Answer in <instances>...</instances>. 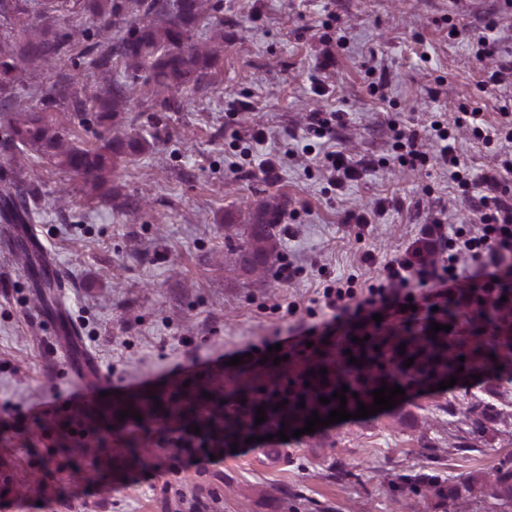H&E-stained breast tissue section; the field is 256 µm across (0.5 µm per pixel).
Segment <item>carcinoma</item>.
<instances>
[{"instance_id": "1", "label": "carcinoma", "mask_w": 512, "mask_h": 512, "mask_svg": "<svg viewBox=\"0 0 512 512\" xmlns=\"http://www.w3.org/2000/svg\"><path fill=\"white\" fill-rule=\"evenodd\" d=\"M27 0H0V22L18 29L19 39L0 38V97L10 101L12 90L20 84L27 65H59L66 48L75 44L74 34L54 28L50 23L35 26L29 22ZM53 10L68 11L78 6L90 19L110 24L112 19H130L126 36L98 51L85 48L90 65L106 76V85L95 95L98 119L108 120L110 137L99 149L80 147L70 140V132L54 118L51 108L57 105L62 91L49 92L42 98V107L16 106L3 116L5 138L3 149L14 150L25 158L47 159L66 172L82 178L91 188H98L117 161L138 153L145 142L120 131L121 114L127 110V87L112 79V59L121 60L127 78L141 81L147 91L166 95L157 98L159 106H171L173 94H186L198 88L206 70L217 57L211 45L191 43L192 31L205 18L206 0H49ZM14 170L0 168V182L6 189L0 192V222L4 224L5 240L23 260L34 288L37 305L52 311L50 303L64 288L61 277L51 267L36 241L30 225L40 211V194L34 179L26 182L14 179ZM279 217V207L263 203L252 214L253 228L243 243L228 244L236 252V263L252 272L266 268L278 254V238L273 231ZM475 347L464 354L457 351L454 341L446 336H389L386 345L392 351L421 359L415 373L450 376L464 364L490 374L512 375V336L484 339L482 330L472 329ZM465 361H459L460 357ZM162 395H145L130 406L142 418L156 416V400ZM167 412L188 419L208 414L199 404V395L168 398ZM468 489L498 501L512 503V470L499 471L490 477L482 472L471 474Z\"/></svg>"}]
</instances>
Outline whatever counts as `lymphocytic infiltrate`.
<instances>
[{
  "label": "lymphocytic infiltrate",
  "mask_w": 512,
  "mask_h": 512,
  "mask_svg": "<svg viewBox=\"0 0 512 512\" xmlns=\"http://www.w3.org/2000/svg\"><path fill=\"white\" fill-rule=\"evenodd\" d=\"M392 129L402 164L423 165L433 158L447 164L460 199L472 204V219L466 224L423 225L412 245L379 259L365 253V263L381 264L376 278L327 275L305 308L292 302L274 304V311L296 319L280 342L281 355L306 352L308 343L332 336L344 343L380 332L419 336L430 333L432 324H447L449 314L469 309L482 316L485 328L493 329L502 298L512 299V191L504 187L512 175V159L503 160L493 174L475 176L458 155L462 132L486 145L512 144V119L492 126L476 109L462 112L450 124L435 119L419 130L397 123ZM344 386L351 396L343 403L334 393ZM373 402L370 376L361 367L344 379L331 372L321 380L295 378L272 389L260 403L228 399L225 414L239 420L233 432L208 422L196 431H179L172 443L198 449L200 462L220 464L231 446L245 447L247 439L300 429L315 413L325 419L339 407L352 413ZM260 407L266 419L259 423L255 416Z\"/></svg>",
  "instance_id": "1"
}]
</instances>
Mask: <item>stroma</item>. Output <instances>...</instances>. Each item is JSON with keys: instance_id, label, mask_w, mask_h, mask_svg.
<instances>
[{"instance_id": "1", "label": "stroma", "mask_w": 512, "mask_h": 512, "mask_svg": "<svg viewBox=\"0 0 512 512\" xmlns=\"http://www.w3.org/2000/svg\"><path fill=\"white\" fill-rule=\"evenodd\" d=\"M224 47L198 91L161 109L131 86L125 128L145 150L119 162L97 189L51 164L29 163L44 207L33 229L66 284L64 308L79 332L67 339L59 320L32 304L31 282L0 239V512H188L177 489H202L208 512H401L394 485L438 479L440 495H415L414 512H448V493L473 472L512 468V381L491 375L427 391L383 413L342 422L267 453L254 449L198 470L168 444L171 423L107 426L87 412L137 395L205 388L223 412L237 367L223 357L277 334L289 322L273 306L306 305L320 268L338 276L377 275L362 256L409 245L421 225L469 221L448 168L400 165L390 124L418 128L434 114L454 121L481 108L496 123L512 85L486 84L491 66L477 35L512 58V0H219ZM79 28L64 66L33 72L16 87L70 90L90 100L97 74L83 51L97 40L82 13L60 15ZM334 62L320 69L324 50ZM321 80L325 94L313 91ZM336 115L324 150L343 151L364 167L344 188L330 172L308 170L301 152L306 118ZM56 117L72 141L102 147L95 113L76 118L67 102ZM263 127L270 173L242 158L248 133ZM276 199L279 254L300 267L290 283L225 266L226 226L246 232L259 203ZM384 201L360 234L350 211ZM305 357L250 369L249 398L309 369ZM98 386L107 397L77 403ZM479 402L484 431L468 435L459 410ZM94 447H77L78 431ZM137 439L146 463L130 457ZM74 443L59 452L61 442Z\"/></svg>"}]
</instances>
